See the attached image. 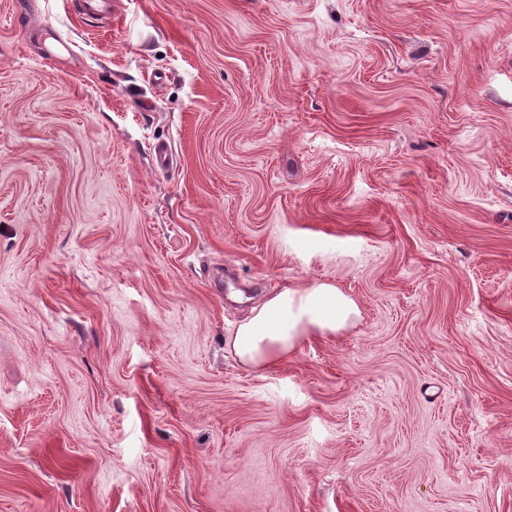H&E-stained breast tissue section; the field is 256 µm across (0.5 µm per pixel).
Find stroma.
I'll return each mask as SVG.
<instances>
[{
    "label": "stroma",
    "instance_id": "stroma-1",
    "mask_svg": "<svg viewBox=\"0 0 512 512\" xmlns=\"http://www.w3.org/2000/svg\"><path fill=\"white\" fill-rule=\"evenodd\" d=\"M0 512H512V0H0ZM357 314L354 301L338 289L319 287L301 293L283 288L258 300L225 346L242 366L271 369L310 327L321 333L336 332Z\"/></svg>",
    "mask_w": 512,
    "mask_h": 512
}]
</instances>
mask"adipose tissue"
<instances>
[{
	"mask_svg": "<svg viewBox=\"0 0 512 512\" xmlns=\"http://www.w3.org/2000/svg\"><path fill=\"white\" fill-rule=\"evenodd\" d=\"M357 313L354 301L338 289L299 292L285 288L258 300L225 345L242 366L271 369L310 328L333 332L345 327Z\"/></svg>",
	"mask_w": 512,
	"mask_h": 512,
	"instance_id": "ef3b65f1",
	"label": "adipose tissue"
}]
</instances>
